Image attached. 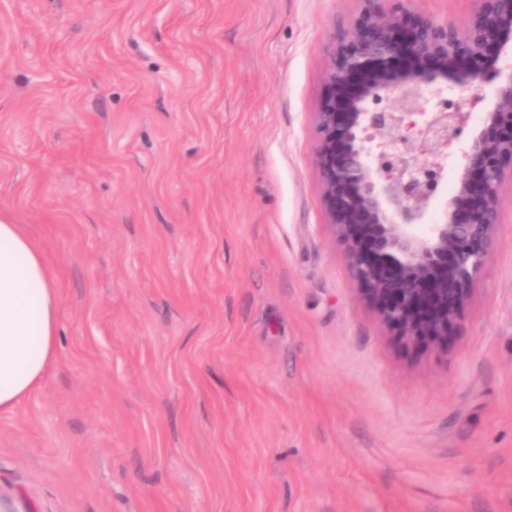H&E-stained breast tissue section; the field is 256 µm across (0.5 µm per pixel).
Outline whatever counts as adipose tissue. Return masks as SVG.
I'll list each match as a JSON object with an SVG mask.
<instances>
[{
    "label": "adipose tissue",
    "instance_id": "ef3b65f1",
    "mask_svg": "<svg viewBox=\"0 0 512 512\" xmlns=\"http://www.w3.org/2000/svg\"><path fill=\"white\" fill-rule=\"evenodd\" d=\"M59 311L43 254L0 216V410L19 403L46 372Z\"/></svg>",
    "mask_w": 512,
    "mask_h": 512
}]
</instances>
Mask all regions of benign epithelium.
Instances as JSON below:
<instances>
[{
  "mask_svg": "<svg viewBox=\"0 0 512 512\" xmlns=\"http://www.w3.org/2000/svg\"><path fill=\"white\" fill-rule=\"evenodd\" d=\"M360 2L353 32L330 45L313 112L323 211L380 323L439 347L462 325L512 170V66H500L512 55V0H473L463 33L412 13L411 0ZM486 87L483 128L454 157L463 108ZM450 162L453 195L441 222L425 224Z\"/></svg>",
  "mask_w": 512,
  "mask_h": 512,
  "instance_id": "benign-epithelium-1",
  "label": "benign epithelium"
}]
</instances>
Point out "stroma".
<instances>
[{
    "label": "stroma",
    "instance_id": "35a3bbf8",
    "mask_svg": "<svg viewBox=\"0 0 512 512\" xmlns=\"http://www.w3.org/2000/svg\"><path fill=\"white\" fill-rule=\"evenodd\" d=\"M360 9L0 0V213L61 302L0 512H512V180L447 350L401 342L312 163Z\"/></svg>",
    "mask_w": 512,
    "mask_h": 512
}]
</instances>
